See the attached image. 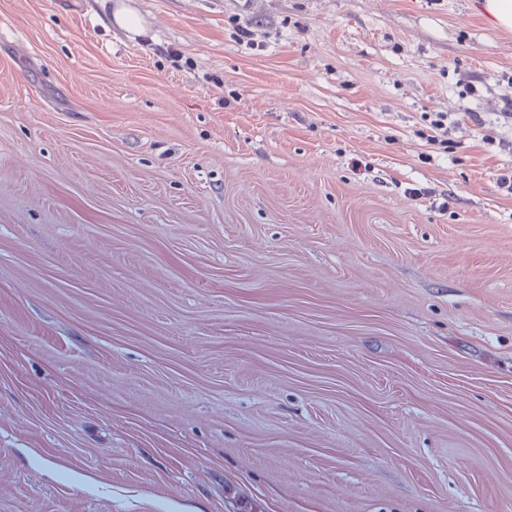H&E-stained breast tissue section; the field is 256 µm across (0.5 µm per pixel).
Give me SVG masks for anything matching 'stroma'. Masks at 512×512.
Here are the masks:
<instances>
[{
    "label": "stroma",
    "mask_w": 512,
    "mask_h": 512,
    "mask_svg": "<svg viewBox=\"0 0 512 512\" xmlns=\"http://www.w3.org/2000/svg\"><path fill=\"white\" fill-rule=\"evenodd\" d=\"M123 2L0 0V512H512V32ZM111 20L118 28L129 33H140L143 29L140 18L120 3L112 6Z\"/></svg>",
    "instance_id": "obj_1"
}]
</instances>
